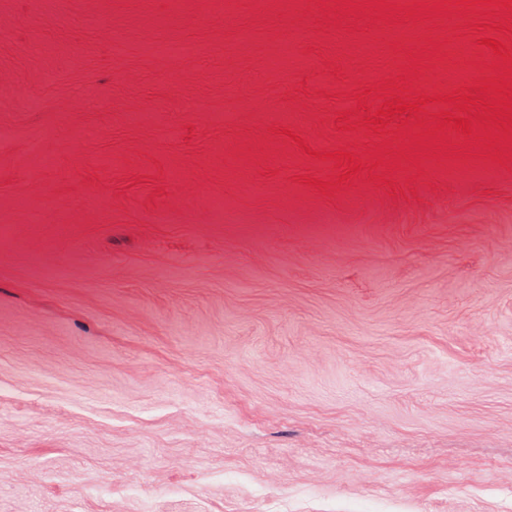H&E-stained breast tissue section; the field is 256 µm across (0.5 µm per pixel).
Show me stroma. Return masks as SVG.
Listing matches in <instances>:
<instances>
[{"label":"stroma","mask_w":512,"mask_h":512,"mask_svg":"<svg viewBox=\"0 0 512 512\" xmlns=\"http://www.w3.org/2000/svg\"><path fill=\"white\" fill-rule=\"evenodd\" d=\"M234 2L0 0V512H512V6Z\"/></svg>","instance_id":"stroma-1"}]
</instances>
